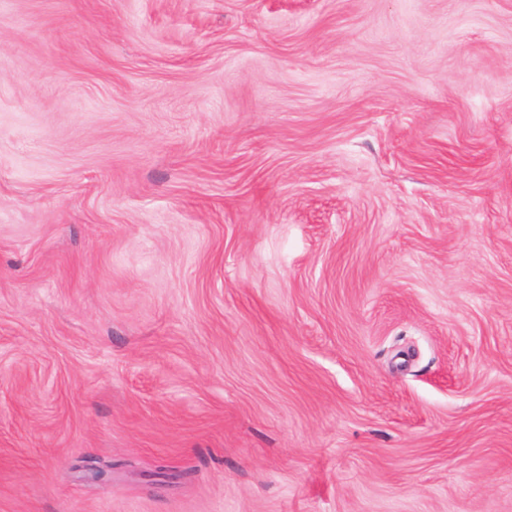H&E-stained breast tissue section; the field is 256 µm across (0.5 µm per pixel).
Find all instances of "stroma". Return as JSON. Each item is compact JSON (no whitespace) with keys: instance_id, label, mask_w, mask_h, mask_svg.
<instances>
[{"instance_id":"1","label":"stroma","mask_w":512,"mask_h":512,"mask_svg":"<svg viewBox=\"0 0 512 512\" xmlns=\"http://www.w3.org/2000/svg\"><path fill=\"white\" fill-rule=\"evenodd\" d=\"M0 512H512V0H0Z\"/></svg>"}]
</instances>
